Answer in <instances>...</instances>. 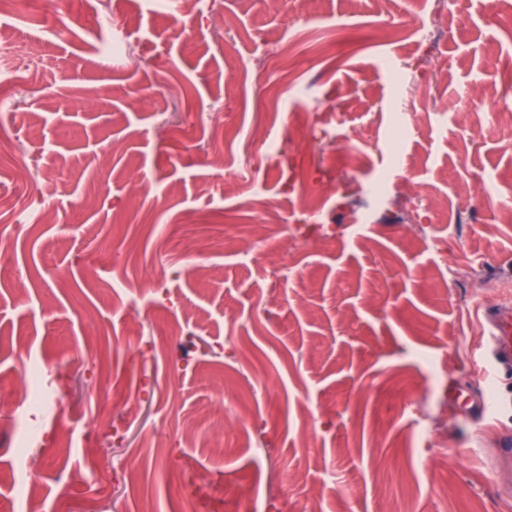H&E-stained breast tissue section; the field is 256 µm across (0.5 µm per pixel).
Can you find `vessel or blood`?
<instances>
[{
	"label": "vessel or blood",
	"instance_id": "vessel-or-blood-1",
	"mask_svg": "<svg viewBox=\"0 0 512 512\" xmlns=\"http://www.w3.org/2000/svg\"><path fill=\"white\" fill-rule=\"evenodd\" d=\"M482 324L487 336V352L479 356L477 365L485 383H496L501 369L512 368V301H504L484 310ZM450 397L467 407L473 416L483 418L499 409L512 408V398L488 402L464 394L458 388H449ZM498 466L493 473L495 483L512 492V434H503L495 450Z\"/></svg>",
	"mask_w": 512,
	"mask_h": 512
}]
</instances>
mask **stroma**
I'll use <instances>...</instances> for the list:
<instances>
[{"label": "stroma", "instance_id": "stroma-1", "mask_svg": "<svg viewBox=\"0 0 512 512\" xmlns=\"http://www.w3.org/2000/svg\"><path fill=\"white\" fill-rule=\"evenodd\" d=\"M46 2L0 19V391L53 398L0 406V512H512V412L448 398L512 298V5ZM496 447L497 467L493 478L499 487L506 489L510 494L512 492V434L510 431L500 437ZM504 461L507 462L506 469L502 466Z\"/></svg>", "mask_w": 512, "mask_h": 512}]
</instances>
